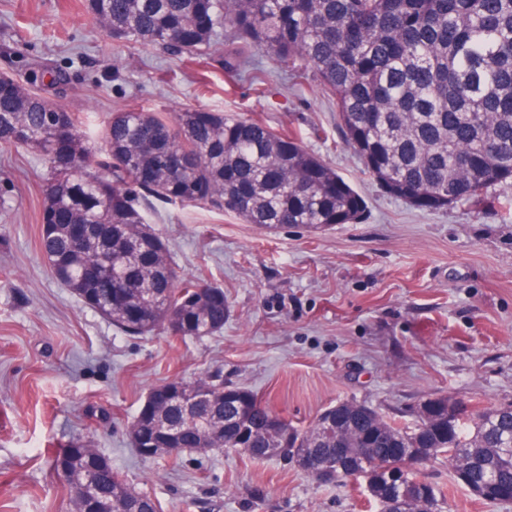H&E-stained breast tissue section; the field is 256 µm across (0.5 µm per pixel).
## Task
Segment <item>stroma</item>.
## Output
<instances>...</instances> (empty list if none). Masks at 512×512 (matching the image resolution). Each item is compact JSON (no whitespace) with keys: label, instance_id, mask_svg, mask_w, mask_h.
Wrapping results in <instances>:
<instances>
[{"label":"stroma","instance_id":"obj_1","mask_svg":"<svg viewBox=\"0 0 512 512\" xmlns=\"http://www.w3.org/2000/svg\"><path fill=\"white\" fill-rule=\"evenodd\" d=\"M228 35L206 60L124 43L84 0H0V74L61 72L56 104L101 134L112 113L203 109L295 132L365 198L357 224L276 233L234 215L158 203L152 227L181 277L223 288L220 333H121L50 274L39 249L45 170L0 147V512H72L53 470L82 440L109 457L159 512H379L353 483L321 482L283 458L232 450L140 457L129 426L149 391L220 375L293 426L363 402L403 426L437 396L479 408L512 403V183L492 205L415 209L383 193L344 142L336 103L268 54L224 71ZM447 512H512L455 484L447 458L412 469Z\"/></svg>","mask_w":512,"mask_h":512}]
</instances>
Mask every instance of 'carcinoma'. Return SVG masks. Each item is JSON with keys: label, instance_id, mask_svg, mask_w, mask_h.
<instances>
[{"label": "carcinoma", "instance_id": "cac0c4a2", "mask_svg": "<svg viewBox=\"0 0 512 512\" xmlns=\"http://www.w3.org/2000/svg\"><path fill=\"white\" fill-rule=\"evenodd\" d=\"M85 9L116 40L159 45L205 59L214 36L229 31L234 46L224 71L238 72L247 54L264 50L287 67L306 69L335 102L344 142L390 196L421 210L490 202L489 189L512 180V0H86ZM46 74L21 82L0 76V146L39 154L46 169L39 248L51 275L129 335L175 330L203 338L224 329V289L179 277L149 223L152 201L209 207L268 231L325 230L358 224L364 200L336 169L302 145L298 135L261 121L187 109L114 112L99 139L37 90ZM140 302L133 320L120 306ZM189 385L203 392L190 408L160 405L154 421L192 436L207 433L209 449H234L255 460L277 456L280 432L315 477L343 448L349 463L385 479L403 458L461 461L489 483L491 497L512 491V405L467 410L444 431L398 425L365 404L346 427L321 419L304 430L275 414L252 391L225 397L219 377ZM458 402L440 396L419 406L447 415ZM255 430L240 448L229 420ZM98 492L78 512H106L113 498L135 494L119 473L89 467ZM410 476L379 491V512H419Z\"/></svg>", "mask_w": 512, "mask_h": 512}]
</instances>
